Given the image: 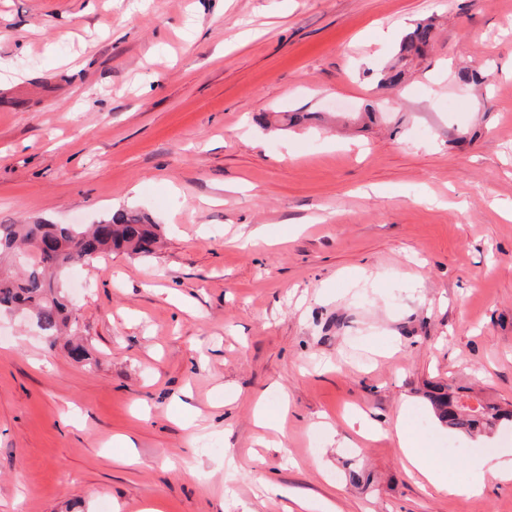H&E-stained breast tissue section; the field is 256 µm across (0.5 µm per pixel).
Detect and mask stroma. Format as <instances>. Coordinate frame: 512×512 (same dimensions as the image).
<instances>
[{"label": "stroma", "instance_id": "35a3bbf8", "mask_svg": "<svg viewBox=\"0 0 512 512\" xmlns=\"http://www.w3.org/2000/svg\"><path fill=\"white\" fill-rule=\"evenodd\" d=\"M510 205L512 0H0V224L135 209L162 238L62 272L89 360L0 313V512H512L496 473H408L395 432L456 480L512 461V426L480 444L423 397L512 405ZM433 30L435 23L431 18L421 19L414 24L396 46L392 63L379 71L380 86H396L404 81L412 65L426 56ZM405 419L404 409H400L396 421L402 442V450L407 469L422 476L427 483L438 491L450 493L476 495L484 488L485 460L474 459L469 467V474L461 483L448 481V469L452 463L435 454L432 448H425L420 440L403 427Z\"/></svg>", "mask_w": 512, "mask_h": 512}]
</instances>
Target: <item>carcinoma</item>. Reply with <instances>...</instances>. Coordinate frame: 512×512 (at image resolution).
Masks as SVG:
<instances>
[{
	"mask_svg": "<svg viewBox=\"0 0 512 512\" xmlns=\"http://www.w3.org/2000/svg\"><path fill=\"white\" fill-rule=\"evenodd\" d=\"M433 30L432 19L417 21L396 46L392 63L379 71L378 83L386 87L402 83L412 65L426 56ZM158 238L157 225L135 210L112 214L86 228L72 224H0V256L54 241L63 246V254L72 264L88 265L112 251L149 256ZM59 258L58 252L43 251L27 257L17 274L0 270V310L32 314L51 348L71 319L64 289L54 287ZM425 398L441 425L467 436L512 420V409L482 402L473 408L448 385L431 387Z\"/></svg>",
	"mask_w": 512,
	"mask_h": 512,
	"instance_id": "cac0c4a2",
	"label": "carcinoma"
}]
</instances>
